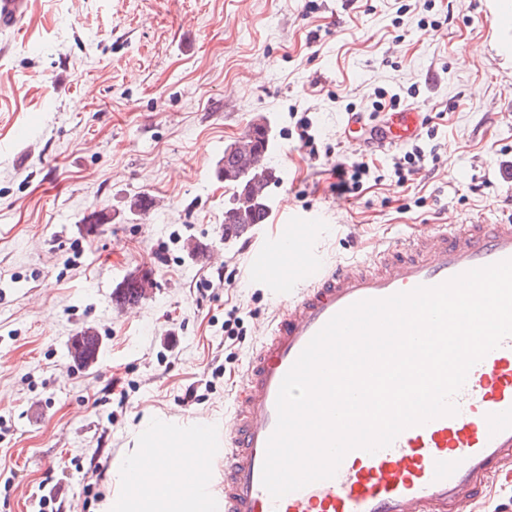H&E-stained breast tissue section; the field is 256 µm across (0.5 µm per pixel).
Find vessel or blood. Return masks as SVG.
Instances as JSON below:
<instances>
[{
    "instance_id": "vessel-or-blood-1",
    "label": "vessel or blood",
    "mask_w": 512,
    "mask_h": 512,
    "mask_svg": "<svg viewBox=\"0 0 512 512\" xmlns=\"http://www.w3.org/2000/svg\"><path fill=\"white\" fill-rule=\"evenodd\" d=\"M28 0H0V28L17 26ZM425 122L422 108L386 113L385 142L407 143ZM321 213L289 215L278 232L250 255L249 275L276 303L271 327L253 349L245 383L229 417L200 428L167 421L143 430V453L157 466L160 436L181 443L179 460L196 473L155 483L151 472L126 480L124 497L153 485L158 499L180 496L178 512H465L486 483L512 470V336L468 372L454 397L458 412L404 430L392 446L370 454L356 449L334 478L309 484L280 500L264 489L266 444L276 421L281 381L311 338L337 313L365 299H383L419 286H436L473 268L512 258V219L497 224L437 225L430 233L382 243L370 255L328 265L315 241ZM224 463V486L200 470Z\"/></svg>"
}]
</instances>
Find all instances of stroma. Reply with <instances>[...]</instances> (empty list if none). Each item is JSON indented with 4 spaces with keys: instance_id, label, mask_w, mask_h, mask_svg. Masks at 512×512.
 <instances>
[{
    "instance_id": "stroma-1",
    "label": "stroma",
    "mask_w": 512,
    "mask_h": 512,
    "mask_svg": "<svg viewBox=\"0 0 512 512\" xmlns=\"http://www.w3.org/2000/svg\"><path fill=\"white\" fill-rule=\"evenodd\" d=\"M30 2L0 30V512H41L47 496L72 512L87 487L90 512H107L146 427L229 414L275 308L249 256L286 214H326L332 265L451 216L512 215V31L493 0ZM382 90L436 130L405 182L404 147L344 134ZM260 118L270 217L228 240L218 164ZM361 160V190L337 191L336 163ZM140 268L155 288L116 305ZM233 309L239 337L224 331ZM87 327L100 348L81 366L69 346Z\"/></svg>"
}]
</instances>
